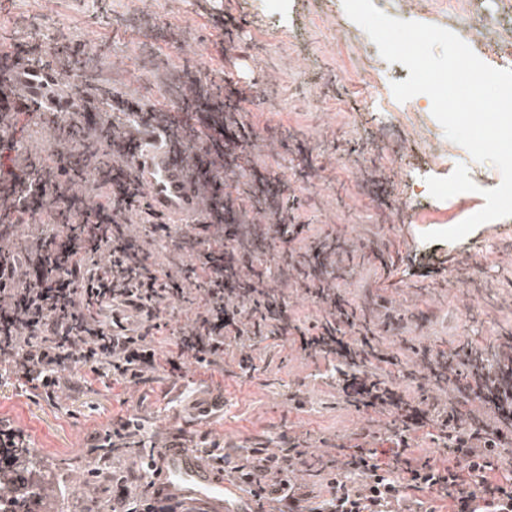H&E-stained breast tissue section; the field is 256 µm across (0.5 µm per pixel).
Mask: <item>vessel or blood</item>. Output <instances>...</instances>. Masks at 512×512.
Instances as JSON below:
<instances>
[{"label": "vessel or blood", "mask_w": 512, "mask_h": 512, "mask_svg": "<svg viewBox=\"0 0 512 512\" xmlns=\"http://www.w3.org/2000/svg\"><path fill=\"white\" fill-rule=\"evenodd\" d=\"M60 75L39 71L22 79L17 87L20 96L41 98L46 85H62ZM143 191L151 208L162 218L177 224L194 222L199 211V192L185 171L174 162L170 147L150 140L132 159ZM157 486L162 492L195 498L211 512H255L256 503L220 474L208 467L191 448L163 449L157 461Z\"/></svg>", "instance_id": "b4317fda"}]
</instances>
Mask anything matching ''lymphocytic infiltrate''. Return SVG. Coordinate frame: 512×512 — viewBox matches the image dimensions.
Wrapping results in <instances>:
<instances>
[{
	"mask_svg": "<svg viewBox=\"0 0 512 512\" xmlns=\"http://www.w3.org/2000/svg\"><path fill=\"white\" fill-rule=\"evenodd\" d=\"M32 68L76 72L64 110L16 97L15 77ZM176 81L171 112L113 92L79 43L45 50L0 37V379L48 399L76 368L136 387L151 382L161 346L171 383L184 381L186 362L220 367L228 354L250 378L269 341L323 360L342 402L381 419L360 444L326 456L287 431L242 456L217 441L202 448L268 512H438L444 501L451 512H512V333L495 339L487 365L471 343L443 354L398 336L397 324L378 326L345 289L357 247L312 224L310 197L290 190L284 171L244 165L258 144L241 111L245 88L199 83L189 64ZM23 115L50 134L41 154L18 150ZM140 127L160 132L199 185L198 222L155 221L129 164ZM295 293L314 314L293 310ZM426 427L447 462L416 454ZM178 447L200 448L181 430L146 438L132 415L91 433L84 469L111 480L105 512H190L150 476L161 449ZM124 455L130 464L109 473Z\"/></svg>",
	"mask_w": 512,
	"mask_h": 512,
	"instance_id": "obj_1",
	"label": "lymphocytic infiltrate"
}]
</instances>
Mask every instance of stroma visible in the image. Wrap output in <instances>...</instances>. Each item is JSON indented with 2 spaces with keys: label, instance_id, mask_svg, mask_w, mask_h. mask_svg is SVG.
Listing matches in <instances>:
<instances>
[{
  "label": "stroma",
  "instance_id": "obj_1",
  "mask_svg": "<svg viewBox=\"0 0 512 512\" xmlns=\"http://www.w3.org/2000/svg\"><path fill=\"white\" fill-rule=\"evenodd\" d=\"M475 3L464 21L446 0H383V10L453 32L465 29L476 50L487 34L482 17L493 0ZM217 10L246 16L242 37L256 45L254 59L244 60L238 43L225 42L211 26ZM171 26L183 32V44L166 38ZM0 31L47 48L63 36L81 41L90 58L112 72L119 90L163 104L169 98L161 84L184 63L209 78L237 76L240 65L248 64L267 97L260 105H246L247 121L260 134L287 127L310 148L308 161L325 169L312 189L315 224L334 225L347 239L368 250L381 248L396 263L397 285L385 291L379 288L380 264L359 263L346 284L350 296L364 301L382 295L373 311L377 323L403 319L408 336L440 350L463 340L484 346L512 330V248L480 252L490 241L512 237V217L486 222L455 242L422 238L482 209V192L500 184L499 170L448 140L431 110L416 100L409 105V139L386 145L396 118L389 108L392 89L367 78L365 68L377 47L363 43L343 0H285L275 13L265 0H13L9 12L0 13ZM418 139L436 141V163L425 164L416 153ZM371 162L395 199L409 194L412 182L447 177L460 164L477 189L446 200L426 191L411 209L388 208L362 186L364 166ZM475 272L478 287L456 288L457 279ZM412 312L421 313V320H409ZM257 363L261 371L253 380L235 376L229 359L220 368L187 365L193 397L224 398L223 416L208 424L190 416L183 400L169 399L165 379L144 389L86 374L78 390L57 392L51 400L21 389L16 379L0 380V421L21 429L39 457L46 486L42 512H100L105 485L87 484L83 453L90 434L118 415L142 416L149 436L173 419L188 434L205 433L239 449L259 437L278 438L283 429L303 432L321 454L331 444L351 446L353 435L368 429L370 415L343 405L332 387L314 379L318 365L312 360L271 345L259 350ZM297 381L304 384L299 408L288 399V386ZM84 484L89 493L77 494Z\"/></svg>",
  "mask_w": 512,
  "mask_h": 512
}]
</instances>
